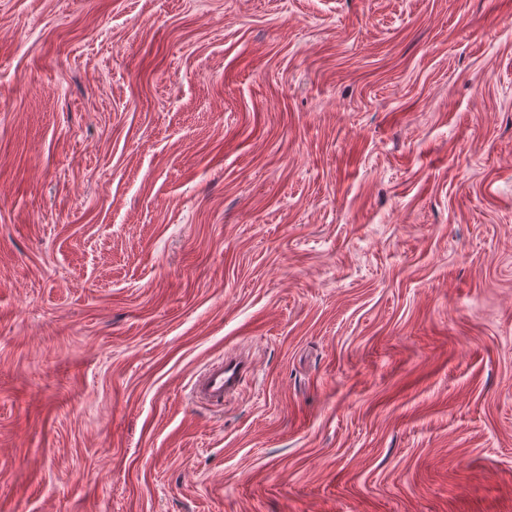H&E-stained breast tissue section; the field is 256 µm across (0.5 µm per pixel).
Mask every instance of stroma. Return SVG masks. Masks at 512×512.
<instances>
[{"label":"stroma","instance_id":"obj_1","mask_svg":"<svg viewBox=\"0 0 512 512\" xmlns=\"http://www.w3.org/2000/svg\"><path fill=\"white\" fill-rule=\"evenodd\" d=\"M0 512H512V0H0ZM243 371L238 362L219 360L211 363L195 381L194 398L202 404L221 405L224 396L239 386Z\"/></svg>","mask_w":512,"mask_h":512}]
</instances>
